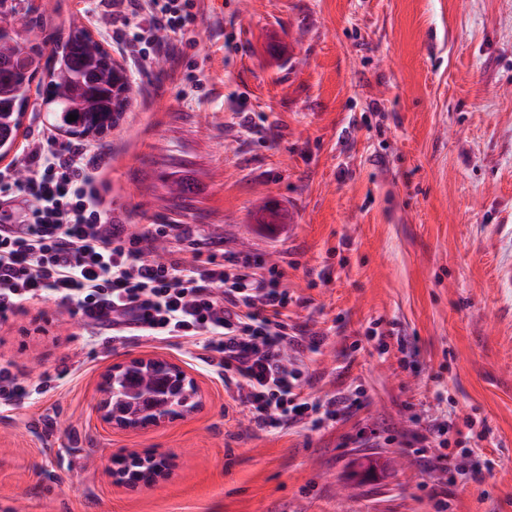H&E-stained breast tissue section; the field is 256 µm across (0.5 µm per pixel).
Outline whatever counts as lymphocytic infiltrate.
Segmentation results:
<instances>
[{"label": "lymphocytic infiltrate", "mask_w": 512, "mask_h": 512, "mask_svg": "<svg viewBox=\"0 0 512 512\" xmlns=\"http://www.w3.org/2000/svg\"><path fill=\"white\" fill-rule=\"evenodd\" d=\"M112 40L145 62L165 56L178 70L176 51L196 19V0H100ZM104 150L52 140L32 142L24 157L36 170L21 181L0 171V195L24 196L17 224H0V320L53 301L75 308L84 324L107 331L111 342L173 339L200 349V361L247 407L256 428L272 432L306 421L319 429L364 404L351 391L328 407L303 398V373L288 367L287 348L316 349L283 317L290 297L278 267L263 268L223 242L186 224H148L140 230L111 217L101 175ZM176 242L164 261L157 241ZM192 259H185V251ZM47 379L31 382L0 366V409L44 394Z\"/></svg>", "instance_id": "f902f5d3"}]
</instances>
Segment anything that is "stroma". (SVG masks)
Returning a JSON list of instances; mask_svg holds the SVG:
<instances>
[{
	"mask_svg": "<svg viewBox=\"0 0 512 512\" xmlns=\"http://www.w3.org/2000/svg\"><path fill=\"white\" fill-rule=\"evenodd\" d=\"M44 31H93L131 102L93 138L112 154L107 197L129 224H188L284 273L289 324L318 338L288 359L324 402L366 404L321 429L263 433L185 346H103L47 303L0 322V364L50 388L0 413V512H512V0H201L185 62L196 89L113 43L95 0H53ZM0 160L19 168L44 132L38 88ZM266 116L247 135L239 112ZM404 336L409 355L382 349ZM160 353L192 373L200 409L137 432L95 412L110 366ZM493 459L449 484L413 453ZM173 457L137 490L108 471L129 452Z\"/></svg>",
	"mask_w": 512,
	"mask_h": 512,
	"instance_id": "1",
	"label": "stroma"
}]
</instances>
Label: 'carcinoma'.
Returning a JSON list of instances; mask_svg holds the SVG:
<instances>
[{"label": "carcinoma", "mask_w": 512, "mask_h": 512, "mask_svg": "<svg viewBox=\"0 0 512 512\" xmlns=\"http://www.w3.org/2000/svg\"><path fill=\"white\" fill-rule=\"evenodd\" d=\"M21 11L27 14L28 23L44 27V12L30 0H0V23ZM40 74L48 77L42 86L43 101L71 135L103 133L127 109L129 77L100 42L82 30L70 32L64 40H42L37 44L19 34L0 42V150L4 152L16 140L27 92ZM73 114L77 119L68 120ZM124 389L120 380L112 385L114 413H122L127 407Z\"/></svg>", "instance_id": "obj_1"}]
</instances>
